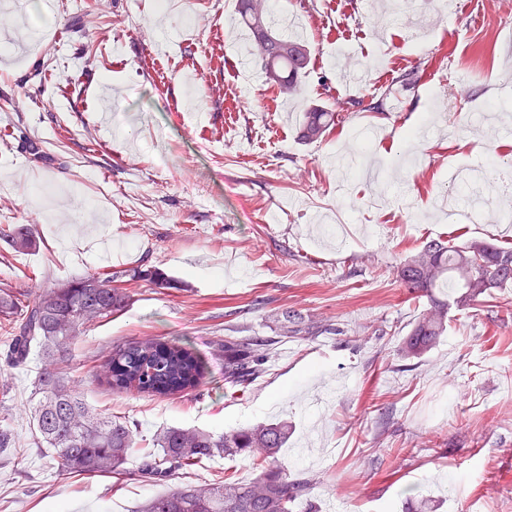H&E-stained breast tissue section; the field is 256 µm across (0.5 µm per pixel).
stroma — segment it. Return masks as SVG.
<instances>
[{
	"label": "stroma",
	"instance_id": "35a3bbf8",
	"mask_svg": "<svg viewBox=\"0 0 512 512\" xmlns=\"http://www.w3.org/2000/svg\"><path fill=\"white\" fill-rule=\"evenodd\" d=\"M302 23L311 49L292 102L259 66L244 81L237 0H26L0 11V225L28 224L36 250L0 242V289H37L122 267L173 280L132 284L135 300L76 341L70 375L94 409L133 421L139 452L167 426L220 433L288 421L285 461L303 456L320 512H512V284L467 307L448 331L402 359L429 301L393 268L432 238L512 247V229L473 201L436 208L448 172L512 160V111L481 112L512 82V22L480 0L449 12L411 0L382 19L366 0H270ZM366 62L369 83L340 69ZM338 119L312 143L301 114ZM71 216L66 233L56 213ZM303 334L272 346L245 393L224 382L227 336H276L283 313ZM339 334H324V325ZM179 341L201 358V386L181 397L115 393L99 380L113 346ZM38 356L8 366L0 349V512H134L162 492L123 474L60 471L34 445L29 418ZM244 457L205 460L173 482L250 480Z\"/></svg>",
	"mask_w": 512,
	"mask_h": 512
}]
</instances>
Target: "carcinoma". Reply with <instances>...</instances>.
Instances as JSON below:
<instances>
[{
	"label": "carcinoma",
	"mask_w": 512,
	"mask_h": 512,
	"mask_svg": "<svg viewBox=\"0 0 512 512\" xmlns=\"http://www.w3.org/2000/svg\"><path fill=\"white\" fill-rule=\"evenodd\" d=\"M242 26L259 49L258 64L280 94L300 99L301 77L311 57L308 42L275 26L268 0H239ZM336 123V113L307 109L300 135L306 142L321 139ZM0 241L15 252L37 248L27 224L0 226ZM396 278L412 291L460 289L455 297L466 307L512 282V249L481 240L450 244L430 239L397 266ZM146 281L168 288L171 279L159 268L115 270L73 278L43 289L32 304L0 290V330L8 345V362L24 364L36 347L44 358L35 380L30 434L60 469L89 476L124 469L138 448V430L126 418L103 415L89 407L70 380L67 367L77 337L104 318L125 311L133 302L124 284ZM406 337L400 355L417 358L447 331L448 302L436 298ZM224 381L243 391L268 368L269 340L226 336ZM204 367L195 353L179 342L145 339L119 344L101 365L99 378L116 393L175 396L196 389ZM288 422L276 421L222 433L166 427L152 439L157 452L143 458L137 475L165 482L178 471L214 457L244 456L260 461L248 483L175 484L150 498L138 512H293L310 490L278 457L288 442Z\"/></svg>",
	"instance_id": "1"
}]
</instances>
